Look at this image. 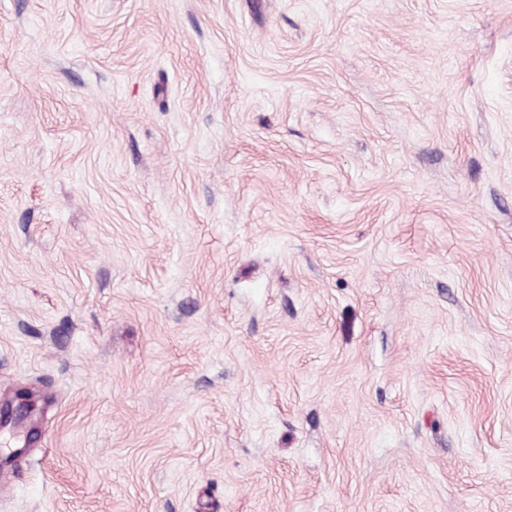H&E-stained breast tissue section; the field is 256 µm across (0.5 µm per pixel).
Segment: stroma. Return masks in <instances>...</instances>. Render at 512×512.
Wrapping results in <instances>:
<instances>
[{
    "instance_id": "1",
    "label": "stroma",
    "mask_w": 512,
    "mask_h": 512,
    "mask_svg": "<svg viewBox=\"0 0 512 512\" xmlns=\"http://www.w3.org/2000/svg\"><path fill=\"white\" fill-rule=\"evenodd\" d=\"M0 512H512V0H0Z\"/></svg>"
}]
</instances>
